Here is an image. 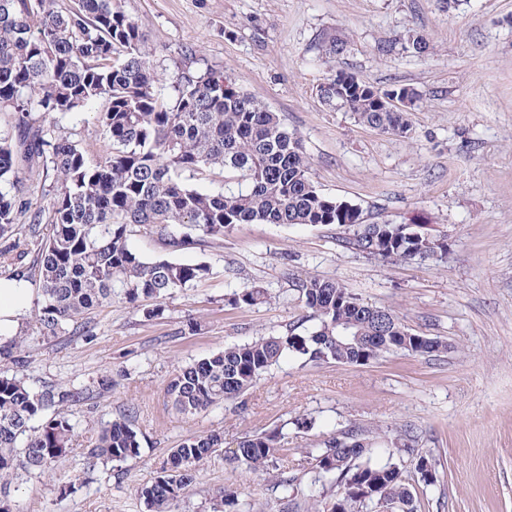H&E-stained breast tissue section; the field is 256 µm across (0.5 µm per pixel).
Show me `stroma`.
I'll use <instances>...</instances> for the list:
<instances>
[{
	"mask_svg": "<svg viewBox=\"0 0 512 512\" xmlns=\"http://www.w3.org/2000/svg\"><path fill=\"white\" fill-rule=\"evenodd\" d=\"M153 63L170 76L188 50L277 112L300 137L324 195L357 207L366 224H420L447 235L446 261L370 256L336 225L238 224L223 239L178 252L212 272L145 320L122 304L94 313L93 335L42 337L29 286L15 332L17 370L42 390L111 373L112 390L63 408L76 425L68 452L42 476L19 475L18 512H146L139 491L170 449L212 429L224 449L200 466L178 512H212L219 488L238 489L233 512H310L283 504L271 480L224 461L240 438L282 429L285 477L308 485L332 432L359 429L383 448L411 435L431 455L434 485H416L421 512H512V0H122ZM421 36L426 52L405 50ZM345 51L324 56L329 38ZM392 42L394 52H382ZM350 72L378 90L408 86L422 98L408 134H383L324 104L318 86ZM342 283L395 312L411 332L446 341L437 357L386 354L363 365L287 359L236 401L199 416L167 395L174 371L224 346L307 320L293 283ZM259 285L268 303L227 304ZM128 418L137 459L88 467L101 421ZM414 454H394L403 471Z\"/></svg>",
	"mask_w": 512,
	"mask_h": 512,
	"instance_id": "obj_1",
	"label": "stroma"
}]
</instances>
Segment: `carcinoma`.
<instances>
[{"mask_svg": "<svg viewBox=\"0 0 512 512\" xmlns=\"http://www.w3.org/2000/svg\"><path fill=\"white\" fill-rule=\"evenodd\" d=\"M401 96L415 102L420 94L409 87L379 91L345 71L327 78L323 90L327 104L399 135L410 125L387 99ZM88 110L110 145L100 158L59 131L60 119ZM0 112L12 115L17 131L15 138L0 134V239L9 242L0 260L34 253L32 265L11 280L38 286L35 322L44 337L92 336L90 314L114 303L157 318L162 300L210 274L202 261L139 254L129 243L132 226L174 252L192 241V231L217 239L236 224L261 223L336 224L352 232L348 246L383 258L441 261L448 255L447 238L419 224H364L354 205L320 193L297 134L223 73L186 66L163 83L122 0H0ZM214 169L231 181L218 189L191 183ZM33 173L54 192L47 212L24 198L23 179ZM42 224L50 226L45 237ZM294 287L312 326L302 332L291 326L180 367L167 383L178 412L199 415L239 398L288 356L360 365L389 353L424 356L447 348L339 282L306 278ZM145 298L153 307L141 308ZM228 301L257 306L268 302V292L255 286ZM110 391L108 374L89 386L34 391L18 374L0 371V512H17L11 486L18 472L41 476L70 448L74 425L47 412ZM223 445L224 432L212 429L170 449L154 481L140 490L148 512H174L197 467ZM140 449L133 425L111 420L94 438L89 466L126 462ZM281 451L275 429L244 436L225 462L272 477ZM384 452L356 432L324 439L310 481L314 512L384 503L416 512L410 478L391 460H374ZM415 475L434 484L435 461L419 457ZM328 483L338 489L334 500L325 494ZM237 502V492L222 488L212 512Z\"/></svg>", "mask_w": 512, "mask_h": 512, "instance_id": "cac0c4a2", "label": "carcinoma"}]
</instances>
